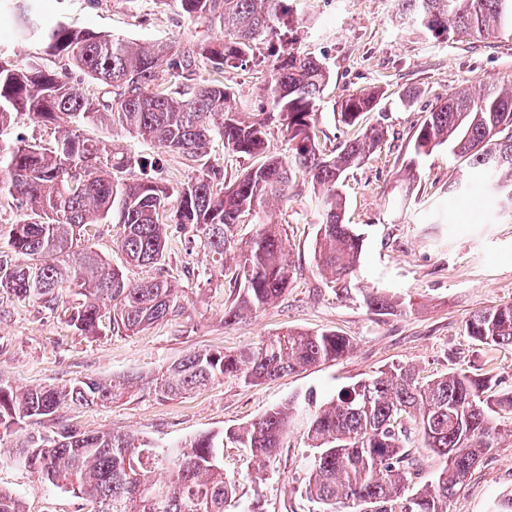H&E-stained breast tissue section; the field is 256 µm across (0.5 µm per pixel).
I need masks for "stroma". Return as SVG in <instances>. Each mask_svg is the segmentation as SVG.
<instances>
[{
    "label": "stroma",
    "mask_w": 512,
    "mask_h": 512,
    "mask_svg": "<svg viewBox=\"0 0 512 512\" xmlns=\"http://www.w3.org/2000/svg\"><path fill=\"white\" fill-rule=\"evenodd\" d=\"M302 18L299 47L331 73L316 115L321 150L330 154L345 141L377 127L384 136L376 152L347 173L345 221L364 235L358 274L332 287L314 260L319 214L308 175L296 171L287 201L272 205L296 274L286 295L264 309L225 322L234 303L237 254L256 230L250 219L232 227L224 270L190 233L169 229L166 259L146 268L128 263L119 224H93L85 244L130 282L167 279L180 296L172 314L134 336L81 333L61 311L19 300L0 288V383L15 388L60 385L77 379L153 376L197 351H229L289 330H331L349 338L344 358L247 386L233 377L201 391L161 401L135 391L122 403L64 407L19 437L56 438L63 429L119 430L168 450L210 432L244 429L286 399L301 405L284 444L265 465L267 479L255 484L249 451L224 443V472L235 482L238 512L260 500L263 512H315L305 494L313 454L306 428L311 415L341 388L393 364L413 366L421 380L456 372L492 378L512 389V347L490 349L467 335L477 311L512 303V207L488 191L467 161L434 150L417 167L413 194L399 202L395 185L408 159L409 141L438 99L466 90L479 93L491 81L512 80V39L454 37L435 42L401 26L393 0H289ZM49 23L63 22L136 43L184 44L219 28L191 22L169 0H41ZM373 88L384 98L355 125L341 122L340 104ZM410 95L401 104V95ZM84 135L136 158L158 160L174 183L189 180L198 161L165 152L127 133L101 126ZM412 306L376 315L365 304L372 291ZM0 489L21 498L25 512H91L90 502L48 486L32 470L0 464ZM512 490V439H504L473 469L448 505L449 512H491Z\"/></svg>",
    "instance_id": "1"
}]
</instances>
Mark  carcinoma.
Instances as JSON below:
<instances>
[{
  "mask_svg": "<svg viewBox=\"0 0 512 512\" xmlns=\"http://www.w3.org/2000/svg\"><path fill=\"white\" fill-rule=\"evenodd\" d=\"M189 20L217 25L221 36L185 46L137 45L62 23L23 27L21 34L53 56L96 80L103 93L89 97L70 84L67 73L35 59L23 65L0 59V197L16 202L22 217L8 250L0 251V287L17 298L54 310L65 297L79 299L69 320L96 335L108 326L135 335L164 319L177 306L168 281L148 277L132 285L102 257L79 248L90 224H121V249L132 264L153 267L165 260L166 227L193 233L224 270L230 227L250 215L258 224L241 250L235 281L242 293L224 320L265 308L293 282L295 266L279 225L266 204L285 200L293 169L311 179L321 212L317 267L339 284L360 267L364 238L344 221V174L361 167L379 147L372 130L342 144L333 156L321 153L314 126L318 102L330 73L320 60L297 47L300 21L288 0H172ZM396 15L428 39L453 34L474 38L512 37V0H394ZM172 78L194 80L199 66L210 77L188 92L169 91L160 67ZM261 68L255 100L237 102L224 85V72ZM379 90L351 95L341 121L351 125L371 111ZM68 127L47 147L22 136L4 141L21 123ZM86 125L120 128L166 151L206 156L211 141L238 158L265 156L226 185L207 164L187 183L174 184L147 164L90 140ZM276 126L291 155L269 150L268 129ZM446 146L468 160L493 192L512 207V80L474 97L465 92L440 101L413 136L408 170L434 149ZM142 170L139 179L123 177ZM28 256L16 265L10 254ZM377 315L406 307L380 293L366 298ZM466 331L491 347L512 346V304L474 313ZM351 341L334 331H288L235 351L194 352L150 377L128 375L18 390L0 384V440L21 425L53 415L64 406H94L127 398L138 385L160 400L201 390L226 376L254 385L347 355ZM491 380L448 373L427 383L414 369L394 365L340 389L310 420L307 438L314 454L305 493L320 512H448V502L471 470L512 437V390L491 393ZM298 412L289 400L263 413L241 432L196 437L177 452L161 451L123 432L63 431L50 443L18 439L14 460L30 455L29 469L48 483L91 501L96 512H230L236 484L224 477V439L250 449L251 478L265 480L263 467L275 456ZM424 448L442 461L433 481L416 489ZM164 471L161 488L151 474ZM0 512H24L19 498L0 489Z\"/></svg>",
  "mask_w": 512,
  "mask_h": 512,
  "instance_id": "1",
  "label": "carcinoma"
}]
</instances>
